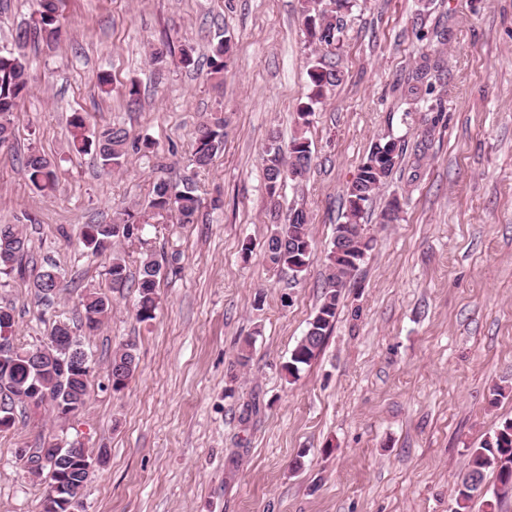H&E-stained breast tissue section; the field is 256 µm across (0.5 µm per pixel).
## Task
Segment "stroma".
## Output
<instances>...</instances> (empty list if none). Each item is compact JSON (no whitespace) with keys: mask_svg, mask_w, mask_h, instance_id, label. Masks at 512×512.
Here are the masks:
<instances>
[{"mask_svg":"<svg viewBox=\"0 0 512 512\" xmlns=\"http://www.w3.org/2000/svg\"><path fill=\"white\" fill-rule=\"evenodd\" d=\"M299 7L63 0L61 40L26 47L30 90L13 147L0 150V224L23 225L33 253L24 277L0 288L15 344H42L56 321H74L86 288L107 290L108 259L86 253L83 225L142 208L161 176L193 175L205 208L199 224L167 216L146 227L170 258L160 307L140 322L135 290L112 294L108 317L84 340L95 367L82 411L63 423L16 408L15 426L0 432V512H42L46 485L16 453L56 436L108 451L77 512H451L470 450L512 419V0H352L339 43L317 48ZM438 25L448 30L442 45L430 39ZM219 32L233 55L218 86L207 55ZM164 39L176 52L192 45L195 66L173 58L154 69L151 48ZM428 50L443 69L429 94L407 103V78ZM318 56L343 80L315 108L310 172L283 193V209L310 217L314 255L294 277L263 257L262 152L271 132L294 136ZM103 71L108 96L97 87ZM219 107L224 150L194 171V133ZM75 110L93 127L119 122L151 138L156 156L132 151L120 171L103 172L67 149ZM386 135L405 152L366 210L373 248L319 356L286 378L282 366L320 303L345 190ZM32 145L58 163L57 196L36 193L24 175ZM395 197L400 220L380 223ZM47 261L68 288L41 303L33 279ZM125 345L138 368L116 392L108 368ZM497 385L507 389L498 399Z\"/></svg>","mask_w":512,"mask_h":512,"instance_id":"1","label":"stroma"}]
</instances>
